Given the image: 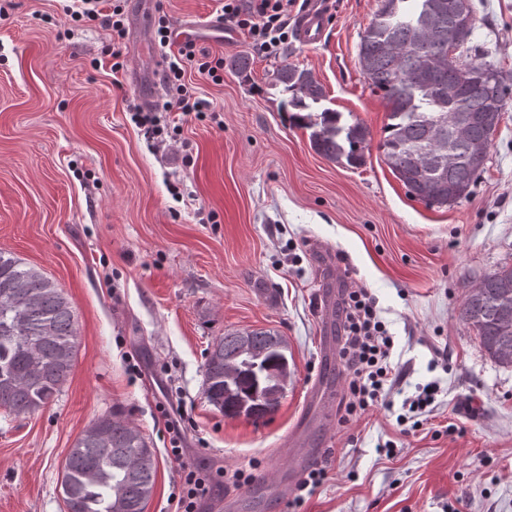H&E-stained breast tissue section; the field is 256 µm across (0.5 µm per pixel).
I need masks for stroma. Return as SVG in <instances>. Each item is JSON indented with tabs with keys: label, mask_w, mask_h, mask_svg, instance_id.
Instances as JSON below:
<instances>
[{
	"label": "stroma",
	"mask_w": 512,
	"mask_h": 512,
	"mask_svg": "<svg viewBox=\"0 0 512 512\" xmlns=\"http://www.w3.org/2000/svg\"><path fill=\"white\" fill-rule=\"evenodd\" d=\"M334 2L317 44L292 36L276 56L244 34L198 45L223 59V80L186 71L207 109L158 113L155 140L131 119L150 45L113 44L101 22L66 17L64 0H0V250L63 290L77 328L56 400L25 417L0 408V512H66L68 451L112 412L155 450L145 512H175L164 400L185 411L191 459L230 471L259 459L243 492L255 512H280L261 487L288 464L309 406L326 335L315 299L328 277L375 298L395 343L391 400L436 378L442 392L414 434L378 409L315 436L330 449L328 479L300 512H512V368L494 364L460 316L473 285L512 266V101L468 197L441 208L409 197L376 147L388 106L358 57L380 0ZM470 3L472 56L512 76V0ZM216 7L150 9L176 25L214 19ZM116 46L125 67L115 73ZM285 60L323 86L324 107L369 128L364 165L316 152L282 112L273 71ZM260 329L288 342V394L263 421L224 417L203 394L206 353L224 334ZM440 356L449 371L430 370ZM386 441L393 457L376 450Z\"/></svg>",
	"instance_id": "1"
}]
</instances>
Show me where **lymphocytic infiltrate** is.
I'll return each instance as SVG.
<instances>
[{
	"label": "lymphocytic infiltrate",
	"instance_id": "f902f5d3",
	"mask_svg": "<svg viewBox=\"0 0 512 512\" xmlns=\"http://www.w3.org/2000/svg\"><path fill=\"white\" fill-rule=\"evenodd\" d=\"M75 17L90 21L102 20L111 28L114 40L124 36L123 8L119 0H74ZM294 0H221L218 13L221 19L247 33L253 45L267 55L277 54L288 41V7ZM157 41L166 51L165 80L175 88L176 96L169 100L166 110H178L188 115L202 111L203 104L184 83L189 68H197L212 80H220L223 60L197 59L192 46L171 53L170 28L158 20ZM342 323L338 357L345 370L346 383L338 402V422L347 424L376 408L393 411L388 387L394 386L398 370L391 362L394 340L381 320L377 304L367 291L346 288L342 291ZM171 454L179 463L180 486L176 496L178 512H200L203 501L211 499L224 480L242 488L254 480L252 466L226 472L223 467L204 468L183 460L182 431L179 424H170Z\"/></svg>",
	"mask_w": 512,
	"mask_h": 512
}]
</instances>
